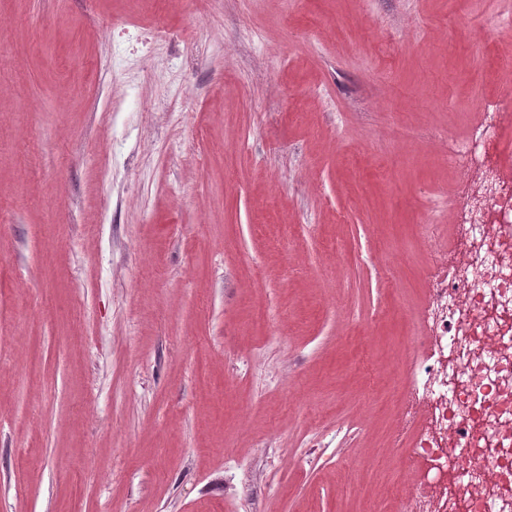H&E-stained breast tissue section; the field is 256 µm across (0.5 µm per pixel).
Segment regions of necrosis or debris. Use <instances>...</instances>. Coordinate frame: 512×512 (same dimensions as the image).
Instances as JSON below:
<instances>
[{
    "mask_svg": "<svg viewBox=\"0 0 512 512\" xmlns=\"http://www.w3.org/2000/svg\"><path fill=\"white\" fill-rule=\"evenodd\" d=\"M512 109L486 103L448 160L456 237L440 249L402 395L409 482L392 512H512V168L492 159Z\"/></svg>",
    "mask_w": 512,
    "mask_h": 512,
    "instance_id": "obj_1",
    "label": "necrosis or debris"
}]
</instances>
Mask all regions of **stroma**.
Wrapping results in <instances>:
<instances>
[{"label":"stroma","instance_id":"stroma-1","mask_svg":"<svg viewBox=\"0 0 512 512\" xmlns=\"http://www.w3.org/2000/svg\"><path fill=\"white\" fill-rule=\"evenodd\" d=\"M510 10L0 0V512H388Z\"/></svg>","mask_w":512,"mask_h":512}]
</instances>
